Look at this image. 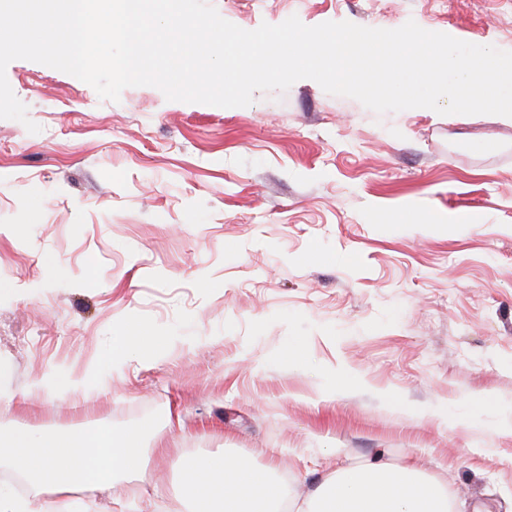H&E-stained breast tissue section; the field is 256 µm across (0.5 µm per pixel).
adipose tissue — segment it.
<instances>
[{"label":"adipose tissue","mask_w":512,"mask_h":512,"mask_svg":"<svg viewBox=\"0 0 512 512\" xmlns=\"http://www.w3.org/2000/svg\"><path fill=\"white\" fill-rule=\"evenodd\" d=\"M169 337L128 328L112 339V360L160 357ZM148 425L120 430L72 426L67 432L16 429L0 435V463L34 490L0 488V512H88L76 491L114 487L138 475L147 455L175 461L189 512H452L447 485L413 463L383 456L337 465L305 493L291 492L274 468L259 469L224 451L186 456L164 442L145 448Z\"/></svg>","instance_id":"1"}]
</instances>
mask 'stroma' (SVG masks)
I'll return each instance as SVG.
<instances>
[{
    "label": "stroma",
    "mask_w": 512,
    "mask_h": 512,
    "mask_svg": "<svg viewBox=\"0 0 512 512\" xmlns=\"http://www.w3.org/2000/svg\"><path fill=\"white\" fill-rule=\"evenodd\" d=\"M207 2L246 30L412 20L512 51V0ZM6 75L41 130L0 119L1 432L145 422L300 491L329 449L383 450L421 458L463 512H512V124L379 115L310 79L223 108L151 86L103 100L28 60ZM129 323L175 342L106 371L98 400L15 401L106 358ZM339 365L361 388L324 390ZM92 498L187 512L156 457Z\"/></svg>",
    "instance_id": "obj_1"
}]
</instances>
